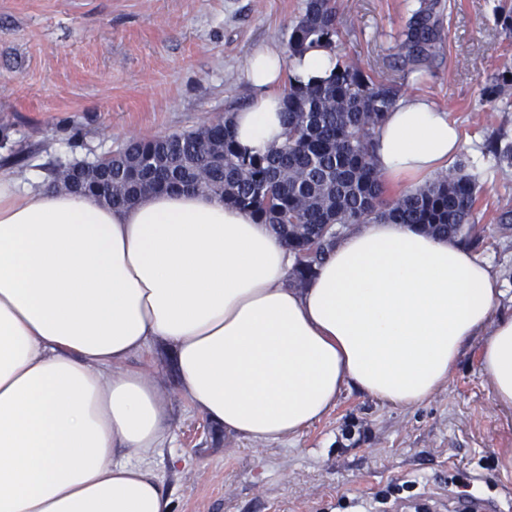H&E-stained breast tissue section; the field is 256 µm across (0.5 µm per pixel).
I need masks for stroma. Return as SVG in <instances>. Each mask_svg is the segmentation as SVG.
<instances>
[{
    "mask_svg": "<svg viewBox=\"0 0 512 512\" xmlns=\"http://www.w3.org/2000/svg\"><path fill=\"white\" fill-rule=\"evenodd\" d=\"M445 47L421 74L402 75L397 36L418 0H338L346 50L364 71L404 81V91L447 112L464 143L459 156L487 191L475 219L488 259L512 298V167L485 154L492 137L512 142V97L489 100L512 71V34L499 0H440ZM304 0H0V161L11 173L92 161L133 139L196 130L248 105L245 62L259 47H287ZM128 362L156 374L172 441L154 458L171 512H364L389 482L415 481L432 512H456L469 492L512 512V418L501 415L468 349L448 383L414 408L344 389L334 409L301 434L257 445L207 419L183 396L172 348L157 341Z\"/></svg>",
    "mask_w": 512,
    "mask_h": 512,
    "instance_id": "1",
    "label": "stroma"
}]
</instances>
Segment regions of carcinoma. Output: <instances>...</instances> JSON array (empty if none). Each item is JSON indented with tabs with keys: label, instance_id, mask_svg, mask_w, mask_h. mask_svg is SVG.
<instances>
[{
	"label": "carcinoma",
	"instance_id": "obj_1",
	"mask_svg": "<svg viewBox=\"0 0 512 512\" xmlns=\"http://www.w3.org/2000/svg\"><path fill=\"white\" fill-rule=\"evenodd\" d=\"M444 44L438 0H420L400 34L399 69L406 75L421 72ZM320 46L336 52V71L319 82L288 87L282 145L257 153L241 150L227 114L191 132L131 140L112 154L105 173L94 162L60 166L52 173L53 184L78 175L86 193L112 206L171 188L206 191L272 226L296 255L297 287L354 224H415L432 236L478 246L474 212L485 187L464 164L424 186L386 195L375 163V132L402 85L365 74L344 52L336 0H306L291 26V53ZM486 149L512 165V144L492 140Z\"/></svg>",
	"mask_w": 512,
	"mask_h": 512
}]
</instances>
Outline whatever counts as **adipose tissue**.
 <instances>
[{"label":"adipose tissue","instance_id":"obj_1","mask_svg":"<svg viewBox=\"0 0 512 512\" xmlns=\"http://www.w3.org/2000/svg\"><path fill=\"white\" fill-rule=\"evenodd\" d=\"M335 63L325 47L255 50L238 146L281 145L285 86ZM376 139L381 173L412 182L463 148L417 95ZM294 265L269 225L203 191L108 207L0 172V512H170L153 467L166 405L127 363L156 340L173 345L190 403L258 443L298 435L346 388L420 405L474 345L496 406L512 410V308L472 249L378 222L349 230L304 287L288 284Z\"/></svg>","mask_w":512,"mask_h":512}]
</instances>
